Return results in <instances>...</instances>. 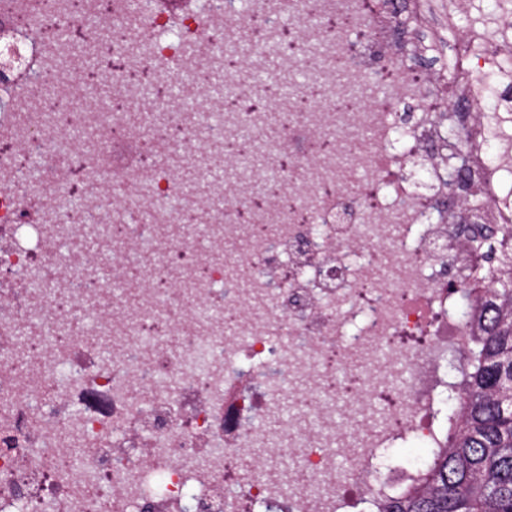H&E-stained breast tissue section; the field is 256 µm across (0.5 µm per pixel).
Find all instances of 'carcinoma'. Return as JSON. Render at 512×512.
Listing matches in <instances>:
<instances>
[{"label": "carcinoma", "mask_w": 512, "mask_h": 512, "mask_svg": "<svg viewBox=\"0 0 512 512\" xmlns=\"http://www.w3.org/2000/svg\"><path fill=\"white\" fill-rule=\"evenodd\" d=\"M461 232L478 258L460 285L462 324L474 295L483 309L471 346L454 357L462 381L448 385V431L377 512H512V226Z\"/></svg>", "instance_id": "obj_1"}]
</instances>
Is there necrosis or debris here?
<instances>
[{
  "mask_svg": "<svg viewBox=\"0 0 512 512\" xmlns=\"http://www.w3.org/2000/svg\"><path fill=\"white\" fill-rule=\"evenodd\" d=\"M37 1L54 24L82 30L70 0H0V232L10 238L0 273L13 277L0 290V512L42 501L50 512H374L410 477L398 465L379 472L388 449L435 444L442 363L472 336L448 285L474 260L451 231L463 198L435 113L455 112L467 133L466 181L489 202L483 223L512 224L484 157L495 117L474 109L484 89L470 45L432 94L420 68L376 64L425 52L428 0H413L405 26L402 0H251L232 14L208 0L176 23L107 0L98 25L148 42L140 67L154 85L187 43L208 68L263 13L295 24L300 53L281 71L320 57L309 68L327 96L275 111L255 91L229 112L194 79L188 115L132 82L122 36L107 94L125 109L96 115L79 95L80 60L30 24ZM354 43L356 66L335 70L331 58ZM61 55L65 68L47 67ZM375 81L383 94L368 93ZM18 87L21 105L9 108ZM338 92L348 110L330 105ZM169 126L181 129L182 159L163 148ZM91 131L108 145L112 193L83 186L75 207L59 181L82 168ZM245 132L258 137L248 164L224 149ZM36 153L52 200L39 222L30 213L47 197L21 176ZM186 160L200 177L225 172L190 197L192 224L168 207ZM416 162L420 185L407 176ZM89 270L99 273L91 290ZM283 396L293 412L281 442L256 419ZM334 446L347 449L344 466Z\"/></svg>",
  "mask_w": 512,
  "mask_h": 512,
  "instance_id": "4bbe7bcc",
  "label": "necrosis or debris"
}]
</instances>
